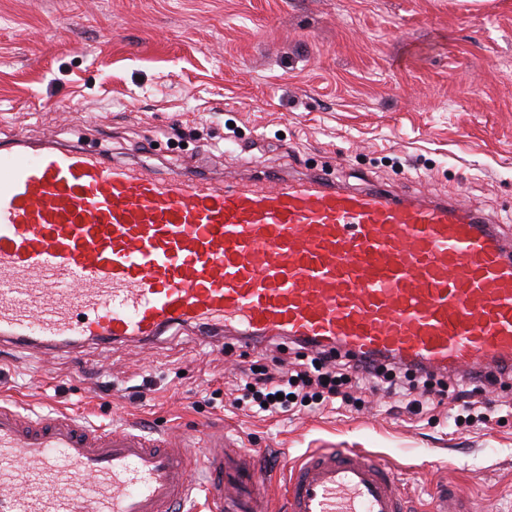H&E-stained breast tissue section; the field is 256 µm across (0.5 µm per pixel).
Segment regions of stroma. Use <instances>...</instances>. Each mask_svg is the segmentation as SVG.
Wrapping results in <instances>:
<instances>
[{
  "mask_svg": "<svg viewBox=\"0 0 512 512\" xmlns=\"http://www.w3.org/2000/svg\"><path fill=\"white\" fill-rule=\"evenodd\" d=\"M186 146H179L183 136ZM84 148L173 174L307 177L452 196L512 233V0H0V149ZM209 344H201V337ZM297 345L208 325L148 345L0 346V392L29 419L67 412L283 455L363 448L414 512L455 490L512 512V379L474 393L481 422L364 395L272 417L234 407L242 372Z\"/></svg>",
  "mask_w": 512,
  "mask_h": 512,
  "instance_id": "35a3bbf8",
  "label": "stroma"
}]
</instances>
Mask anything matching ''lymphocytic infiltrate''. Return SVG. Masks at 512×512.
Masks as SVG:
<instances>
[{"label":"lymphocytic infiltrate","mask_w":512,"mask_h":512,"mask_svg":"<svg viewBox=\"0 0 512 512\" xmlns=\"http://www.w3.org/2000/svg\"><path fill=\"white\" fill-rule=\"evenodd\" d=\"M303 358V363L279 376L265 368L251 369V411L273 414L288 411L295 403L320 404L333 399L355 406L362 389L398 395L408 407L417 409L430 403L434 392V374L422 369H405L371 358L354 364L346 356L322 350L304 353Z\"/></svg>","instance_id":"1"}]
</instances>
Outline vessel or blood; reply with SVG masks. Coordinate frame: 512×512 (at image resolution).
Here are the masks:
<instances>
[{
	"label": "vessel or blood",
	"instance_id": "b4317fda",
	"mask_svg": "<svg viewBox=\"0 0 512 512\" xmlns=\"http://www.w3.org/2000/svg\"><path fill=\"white\" fill-rule=\"evenodd\" d=\"M202 323L439 374L512 364V244L470 209L379 186L155 177L80 150L0 152V342L144 344ZM251 449L22 420L0 404V512H273ZM287 512H408L370 452L287 460Z\"/></svg>",
	"mask_w": 512,
	"mask_h": 512
}]
</instances>
